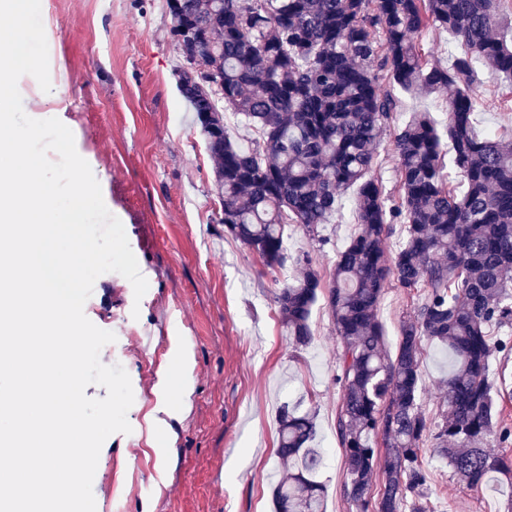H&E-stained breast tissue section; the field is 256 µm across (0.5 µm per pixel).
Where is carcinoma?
Segmentation results:
<instances>
[{
    "label": "carcinoma",
    "mask_w": 512,
    "mask_h": 512,
    "mask_svg": "<svg viewBox=\"0 0 512 512\" xmlns=\"http://www.w3.org/2000/svg\"><path fill=\"white\" fill-rule=\"evenodd\" d=\"M505 0H166L175 41L177 88L196 112L214 160L225 231L269 269L288 260L286 228L314 235L355 186L358 232L337 254L329 279L309 258L275 293L296 349L311 342L319 296L338 340L337 434L344 449L342 493L355 512H432L421 452L432 442L460 480L479 490L512 481V462L484 448L512 442L500 418L502 387L490 359L505 348L495 331L512 325V142L475 127L487 79H512ZM429 25L459 52L431 61L411 35ZM448 90L444 127L415 112L394 132L396 197L372 174L376 145L399 100ZM255 137H231L224 112ZM400 225V242L387 240ZM424 288L400 326L395 351L378 317L384 291ZM445 346L453 364L440 384L437 417L421 407L425 344ZM315 414L278 412L275 512H325L311 447ZM382 466V478L374 477Z\"/></svg>",
    "instance_id": "obj_1"
}]
</instances>
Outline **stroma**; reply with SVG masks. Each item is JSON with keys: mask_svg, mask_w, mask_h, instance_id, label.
Listing matches in <instances>:
<instances>
[{"mask_svg": "<svg viewBox=\"0 0 512 512\" xmlns=\"http://www.w3.org/2000/svg\"><path fill=\"white\" fill-rule=\"evenodd\" d=\"M52 83L65 90L56 117L124 226L148 290L135 299L116 273L97 278L84 313L116 340L104 364L122 365L134 402L131 433L104 442L93 480L96 512H274L278 409L317 414V478L326 512H352L342 497L344 450L336 435V334L324 303L309 324L312 343L294 350L274 294L292 265L270 270L225 234L211 158L173 70L178 53L165 0H41ZM512 85L488 82L480 127L512 131L503 105ZM338 200L318 240L289 225V255L308 253L321 273L357 231L353 198ZM423 289L387 288L379 317L388 342ZM450 357L430 344L421 404L437 409ZM435 512H507L512 485L475 491L424 455Z\"/></svg>", "mask_w": 512, "mask_h": 512, "instance_id": "stroma-1", "label": "stroma"}]
</instances>
